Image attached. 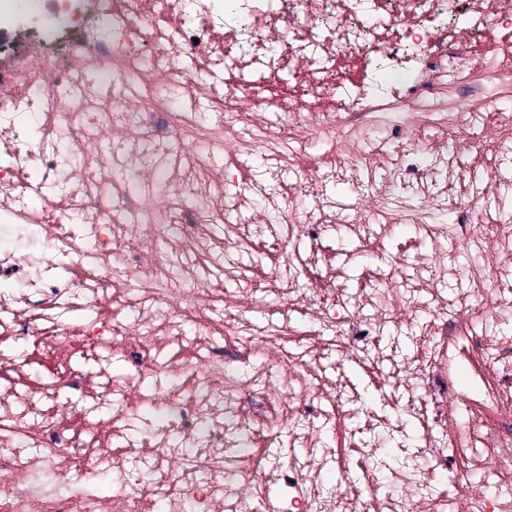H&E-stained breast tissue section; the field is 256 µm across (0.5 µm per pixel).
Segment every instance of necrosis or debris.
Listing matches in <instances>:
<instances>
[{
	"mask_svg": "<svg viewBox=\"0 0 512 512\" xmlns=\"http://www.w3.org/2000/svg\"><path fill=\"white\" fill-rule=\"evenodd\" d=\"M40 2L53 23L0 6V512H512V336L472 332L512 316V224L480 202L512 166V0ZM254 109L284 120L240 129ZM93 132L111 150H89ZM390 134L400 150L378 148ZM312 142L326 174L274 198L214 171L228 144L280 171ZM324 176L348 205L320 197ZM337 224H410L430 248L416 278L389 271L345 302L322 237ZM244 244L293 270L261 330L224 296V253ZM450 278L463 295L442 294ZM307 308L422 430L407 494L380 495L357 440L387 414L325 372L327 347L293 350ZM401 309L426 313L410 352L380 336ZM452 350L476 376L455 402ZM326 425L344 441L320 443ZM283 430L306 457L228 473L242 440Z\"/></svg>",
	"mask_w": 512,
	"mask_h": 512,
	"instance_id": "4bbe7bcc",
	"label": "necrosis or debris"
}]
</instances>
